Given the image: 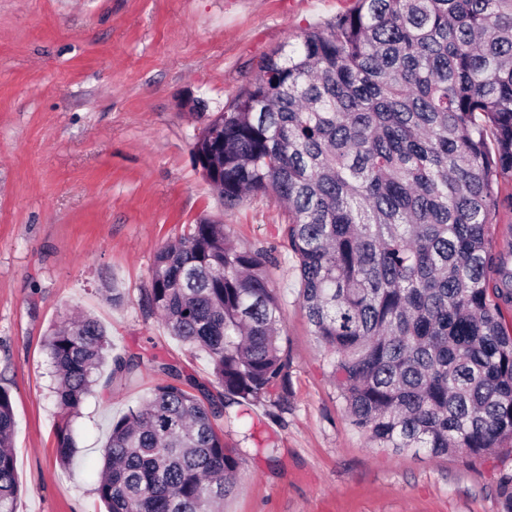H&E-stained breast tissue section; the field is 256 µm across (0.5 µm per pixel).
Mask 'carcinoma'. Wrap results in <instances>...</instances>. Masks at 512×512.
Instances as JSON below:
<instances>
[{
    "label": "carcinoma",
    "mask_w": 512,
    "mask_h": 512,
    "mask_svg": "<svg viewBox=\"0 0 512 512\" xmlns=\"http://www.w3.org/2000/svg\"><path fill=\"white\" fill-rule=\"evenodd\" d=\"M192 158L224 208L272 195L298 260L301 304L350 424L376 448L439 457L512 447V247L489 253L512 177V0H356L265 58L204 120ZM270 257L202 218L155 255L148 301L205 353L216 392L177 365L112 423L97 494L107 512H224L238 456L215 420L288 403L291 357ZM69 428L111 348L85 315L45 340ZM9 389L0 386V512L20 494ZM512 512V471L499 478Z\"/></svg>",
    "instance_id": "obj_1"
}]
</instances>
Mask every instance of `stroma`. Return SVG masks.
Listing matches in <instances>:
<instances>
[{"mask_svg": "<svg viewBox=\"0 0 512 512\" xmlns=\"http://www.w3.org/2000/svg\"><path fill=\"white\" fill-rule=\"evenodd\" d=\"M354 0H0V385L16 419L17 512H101L113 421L162 381L111 365L55 462L59 408L44 347L74 312L107 327L116 355L210 365L147 305L155 254L204 217L266 251L292 359L288 404L230 406L217 425L241 461L224 512H500L512 450L475 458L376 448L346 419L299 301L297 260L273 196L227 210L192 162L200 114L226 110L264 57ZM123 300L112 304L106 287Z\"/></svg>", "mask_w": 512, "mask_h": 512, "instance_id": "obj_1", "label": "stroma"}]
</instances>
